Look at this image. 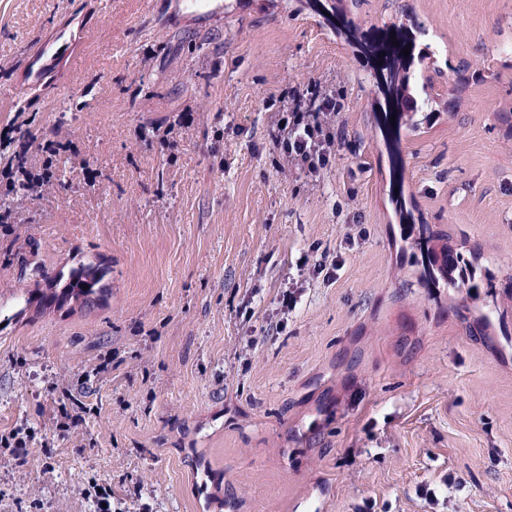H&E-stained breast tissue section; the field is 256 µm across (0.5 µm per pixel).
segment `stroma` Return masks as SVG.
Segmentation results:
<instances>
[{
  "instance_id": "stroma-1",
  "label": "stroma",
  "mask_w": 512,
  "mask_h": 512,
  "mask_svg": "<svg viewBox=\"0 0 512 512\" xmlns=\"http://www.w3.org/2000/svg\"><path fill=\"white\" fill-rule=\"evenodd\" d=\"M325 2L0 0V141L31 119L74 146L62 188L0 224V304L81 256L112 286L93 310L0 326V430H49L66 390L91 409L51 450L0 460V512H87L92 478L199 512L202 461L217 512H512V0ZM399 22L437 96L395 163L358 43ZM57 36L76 66H41ZM312 79L341 103L313 184L272 151L263 107ZM81 92L90 109L63 112ZM168 124L169 147L152 134ZM395 167L475 292L420 284ZM316 242L335 282L310 280L267 336ZM305 288L302 284H298L297 282H292L288 286V289L285 290L278 298V302L280 304V312L282 316L277 321H271L265 331L267 335L277 336L280 333L284 332L288 325V316L292 313L298 301L301 299V296L304 294Z\"/></svg>"
}]
</instances>
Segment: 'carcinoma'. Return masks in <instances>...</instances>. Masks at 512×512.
Returning a JSON list of instances; mask_svg holds the SVG:
<instances>
[{
  "instance_id": "obj_1",
  "label": "carcinoma",
  "mask_w": 512,
  "mask_h": 512,
  "mask_svg": "<svg viewBox=\"0 0 512 512\" xmlns=\"http://www.w3.org/2000/svg\"><path fill=\"white\" fill-rule=\"evenodd\" d=\"M410 48L409 56L402 55V50ZM367 50L381 56L382 63L376 70V87L383 97L385 112L386 146L391 152H399L401 131L414 135L421 131L422 120L418 118L421 110L432 102L428 89L432 86L431 78L424 75L418 65L426 59L423 52H415L414 40L399 31L395 40H386L380 44L369 45ZM395 121H390V118ZM0 153L8 161L13 177L0 195V211L9 210V201L21 200L44 188H56L61 185L57 167L52 158L38 172L33 171L27 156L11 149V143L0 142ZM392 187L398 192L391 193V203L400 223L407 230L404 240L410 242L411 248L421 254L423 272L421 277L432 288H465L474 291L480 287L472 264L465 261L461 254L448 251L437 256L426 241L412 237L415 227V202L405 197L401 182L393 180ZM37 291L29 292L24 299V306L13 314L0 309L3 320L10 321L25 312L31 306L44 312L52 306L66 303H78L84 309L93 308L107 299L110 289L103 287L104 271L93 262H80L68 272L50 273L36 269Z\"/></svg>"
}]
</instances>
